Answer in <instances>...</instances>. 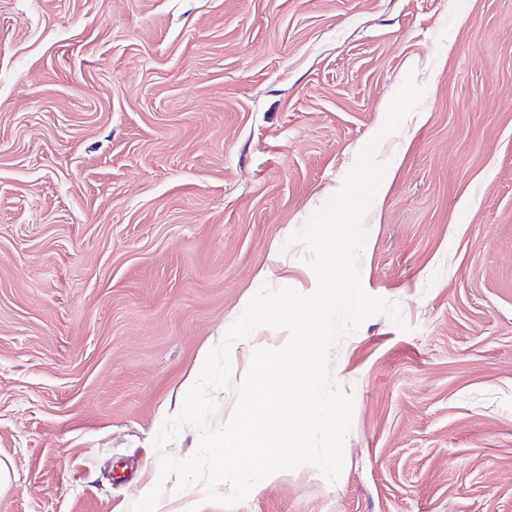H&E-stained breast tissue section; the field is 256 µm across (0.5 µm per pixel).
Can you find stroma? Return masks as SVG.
I'll list each match as a JSON object with an SVG mask.
<instances>
[{"mask_svg":"<svg viewBox=\"0 0 512 512\" xmlns=\"http://www.w3.org/2000/svg\"><path fill=\"white\" fill-rule=\"evenodd\" d=\"M367 319L331 356L344 467L275 473L233 510L169 481L162 512H512V0H0V512H132L200 354L380 131ZM265 328L239 347L232 417Z\"/></svg>","mask_w":512,"mask_h":512,"instance_id":"35a3bbf8","label":"stroma"}]
</instances>
